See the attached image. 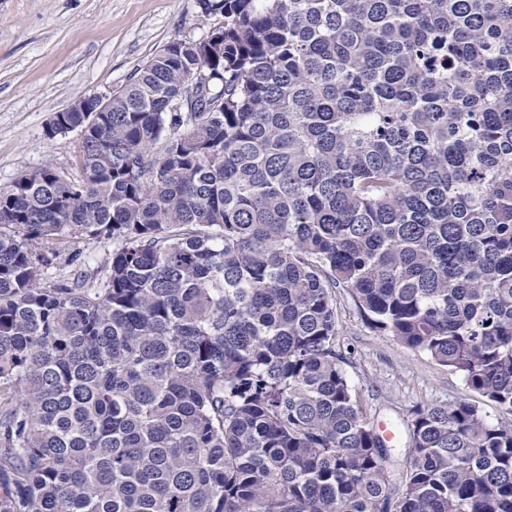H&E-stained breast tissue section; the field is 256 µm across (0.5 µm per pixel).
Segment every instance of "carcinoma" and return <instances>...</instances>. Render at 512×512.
Listing matches in <instances>:
<instances>
[{
	"label": "carcinoma",
	"instance_id": "1",
	"mask_svg": "<svg viewBox=\"0 0 512 512\" xmlns=\"http://www.w3.org/2000/svg\"><path fill=\"white\" fill-rule=\"evenodd\" d=\"M198 5L0 191V512H512V0ZM77 234L109 267L41 287ZM338 288L500 417L413 409L396 483ZM32 248L36 252L47 253L53 259L51 267L45 268L47 277L41 281V286L44 288H50L49 286L56 280L70 273L72 267L68 266L67 261L72 253L82 252L90 265V267L84 268L89 275L96 274L97 267L107 262L112 253V246H105L97 239L85 235H73L63 242L58 240H35ZM51 252L56 253V256L53 257Z\"/></svg>",
	"mask_w": 512,
	"mask_h": 512
}]
</instances>
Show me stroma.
<instances>
[{
    "label": "stroma",
    "mask_w": 512,
    "mask_h": 512,
    "mask_svg": "<svg viewBox=\"0 0 512 512\" xmlns=\"http://www.w3.org/2000/svg\"><path fill=\"white\" fill-rule=\"evenodd\" d=\"M216 24L197 0H0V188L48 163L78 177V136L47 138L53 115L82 96H110L169 42L206 38ZM33 248L54 256L45 288L69 274L72 253L82 252L93 268L112 253L85 235L37 240ZM336 313L346 374L388 438L395 472H403L409 457L407 425L415 407L465 399L496 416L459 375L369 329L342 289Z\"/></svg>",
    "instance_id": "35a3bbf8"
}]
</instances>
